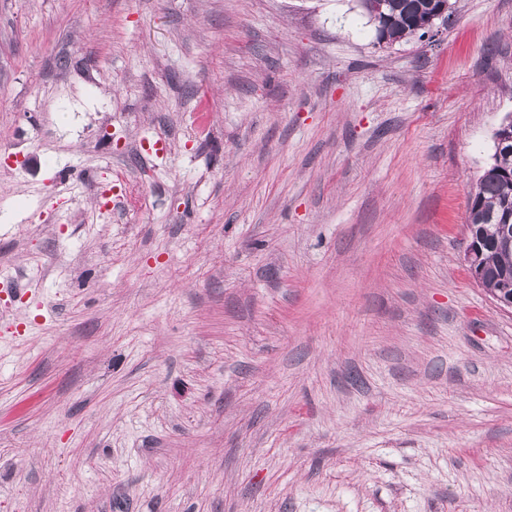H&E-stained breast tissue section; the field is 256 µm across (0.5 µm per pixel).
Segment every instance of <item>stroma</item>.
Returning a JSON list of instances; mask_svg holds the SVG:
<instances>
[{
    "instance_id": "1",
    "label": "stroma",
    "mask_w": 512,
    "mask_h": 512,
    "mask_svg": "<svg viewBox=\"0 0 512 512\" xmlns=\"http://www.w3.org/2000/svg\"><path fill=\"white\" fill-rule=\"evenodd\" d=\"M450 4L0 0V512H512V0ZM359 2L370 19L377 24L378 39L388 43L400 41L419 32H421L420 36L424 35L425 31L422 28L430 22L432 17L429 4L431 0H380L383 2L382 15L388 19L383 29L380 30L377 17L373 15L369 4L371 0H359ZM448 9V1H441L431 21L438 18L446 22ZM495 165L491 173L481 176L477 188L470 196L469 224L472 233L483 243L470 238L464 254L468 271L475 282L483 275V245H485L486 273L483 288L487 293L497 292L503 283L512 284V248L500 247L498 230L504 242L512 233V143L495 152ZM503 310L512 311V289L500 288L494 298Z\"/></svg>"
}]
</instances>
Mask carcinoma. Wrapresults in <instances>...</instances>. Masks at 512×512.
I'll return each instance as SVG.
<instances>
[{
  "instance_id": "1",
  "label": "carcinoma",
  "mask_w": 512,
  "mask_h": 512,
  "mask_svg": "<svg viewBox=\"0 0 512 512\" xmlns=\"http://www.w3.org/2000/svg\"><path fill=\"white\" fill-rule=\"evenodd\" d=\"M387 22L378 39L400 41L422 31L431 20V0H381ZM469 224L485 245L483 288L491 294L504 283L512 284V250L498 243L499 224H512V143L495 153L494 170L481 176L470 196Z\"/></svg>"
}]
</instances>
